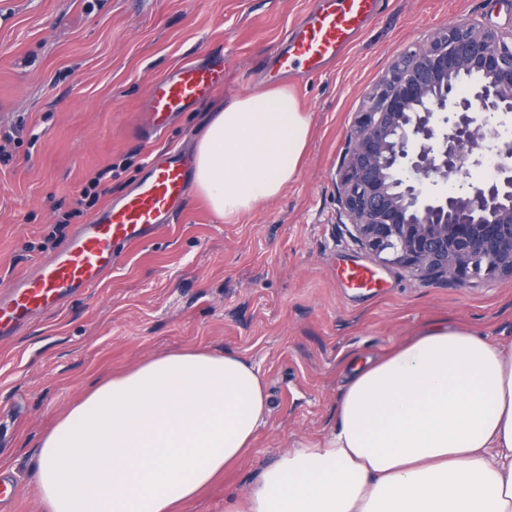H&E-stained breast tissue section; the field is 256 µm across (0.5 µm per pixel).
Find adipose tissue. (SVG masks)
Masks as SVG:
<instances>
[{
    "mask_svg": "<svg viewBox=\"0 0 512 512\" xmlns=\"http://www.w3.org/2000/svg\"><path fill=\"white\" fill-rule=\"evenodd\" d=\"M311 115L288 87L209 115L196 188L227 219L299 171ZM270 412L263 377L229 350L187 348L98 384L45 434L48 512H182L250 455ZM224 512H512V344L430 325L352 365L330 432L281 454Z\"/></svg>",
    "mask_w": 512,
    "mask_h": 512,
    "instance_id": "adipose-tissue-1",
    "label": "adipose tissue"
}]
</instances>
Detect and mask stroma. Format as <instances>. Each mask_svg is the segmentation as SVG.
<instances>
[{"instance_id": "stroma-1", "label": "stroma", "mask_w": 512, "mask_h": 512, "mask_svg": "<svg viewBox=\"0 0 512 512\" xmlns=\"http://www.w3.org/2000/svg\"><path fill=\"white\" fill-rule=\"evenodd\" d=\"M309 2L0 0V287L123 197L153 156L193 154L210 112L279 87L272 55ZM451 22L512 34V0H388L328 72L288 80L312 130L278 196L226 220L191 194L97 287L0 337V469L20 488L10 512H44L33 472L42 436L94 383L154 355L227 349L265 380L270 414L253 453L184 508L224 512L226 494L246 496L264 465L329 431L348 356L385 355L441 321L512 342V278L423 283L375 267L339 221L337 171L365 95L406 47ZM217 54L223 85L146 135L148 85ZM93 182L88 208L79 200ZM355 263L375 267L373 291L342 282Z\"/></svg>"}]
</instances>
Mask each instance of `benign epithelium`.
Instances as JSON below:
<instances>
[{
  "label": "benign epithelium",
  "instance_id": "1",
  "mask_svg": "<svg viewBox=\"0 0 512 512\" xmlns=\"http://www.w3.org/2000/svg\"><path fill=\"white\" fill-rule=\"evenodd\" d=\"M511 114L512 36L454 22L403 52L355 113L338 169L353 240L420 280L512 278ZM491 146L497 175L475 184Z\"/></svg>",
  "mask_w": 512,
  "mask_h": 512
}]
</instances>
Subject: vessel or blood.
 <instances>
[{
    "instance_id": "b4317fda",
    "label": "vessel or blood",
    "mask_w": 512,
    "mask_h": 512,
    "mask_svg": "<svg viewBox=\"0 0 512 512\" xmlns=\"http://www.w3.org/2000/svg\"><path fill=\"white\" fill-rule=\"evenodd\" d=\"M386 0H315L305 18L288 31L277 51L276 77L313 76L340 59L383 11ZM224 82V60L175 68L155 81L147 95V125L166 129L169 121L206 99ZM148 174L117 203L81 225L46 260L11 288L0 291V337L14 334L36 315L57 310L72 294L96 287L112 270L126 244L151 237L189 197V164L179 154L150 159ZM342 278L371 290L372 272L345 269Z\"/></svg>"
}]
</instances>
